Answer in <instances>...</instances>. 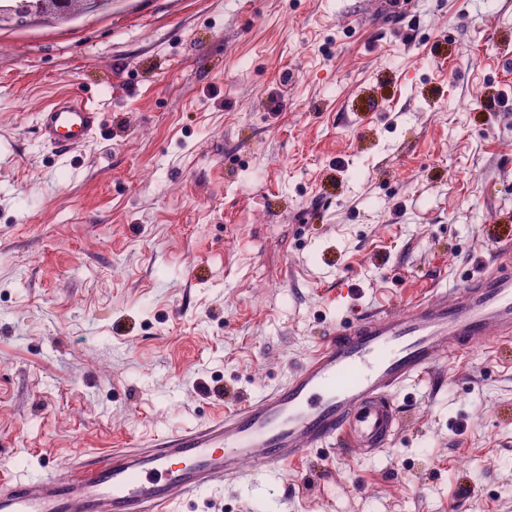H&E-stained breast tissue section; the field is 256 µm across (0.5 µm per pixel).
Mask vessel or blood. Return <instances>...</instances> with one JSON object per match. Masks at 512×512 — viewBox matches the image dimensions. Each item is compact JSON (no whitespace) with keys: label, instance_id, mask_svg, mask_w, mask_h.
<instances>
[{"label":"vessel or blood","instance_id":"vessel-or-blood-1","mask_svg":"<svg viewBox=\"0 0 512 512\" xmlns=\"http://www.w3.org/2000/svg\"><path fill=\"white\" fill-rule=\"evenodd\" d=\"M98 107L61 95L39 114L58 153L99 128ZM512 349V242L484 272L448 293L435 288L403 311L378 310L329 330L288 379L218 420L169 431L70 468L0 481V512H171L177 495L237 480L244 466L278 472L314 449L375 453L400 426L394 393L460 359L473 340Z\"/></svg>","mask_w":512,"mask_h":512}]
</instances>
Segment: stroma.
I'll list each match as a JSON object with an SVG mask.
<instances>
[{
	"instance_id": "obj_1",
	"label": "stroma",
	"mask_w": 512,
	"mask_h": 512,
	"mask_svg": "<svg viewBox=\"0 0 512 512\" xmlns=\"http://www.w3.org/2000/svg\"><path fill=\"white\" fill-rule=\"evenodd\" d=\"M69 91L102 121L61 157L37 115ZM507 237L512 0H101L4 24L0 475L204 424ZM394 401L391 447L174 512H512L511 359L468 350Z\"/></svg>"
}]
</instances>
